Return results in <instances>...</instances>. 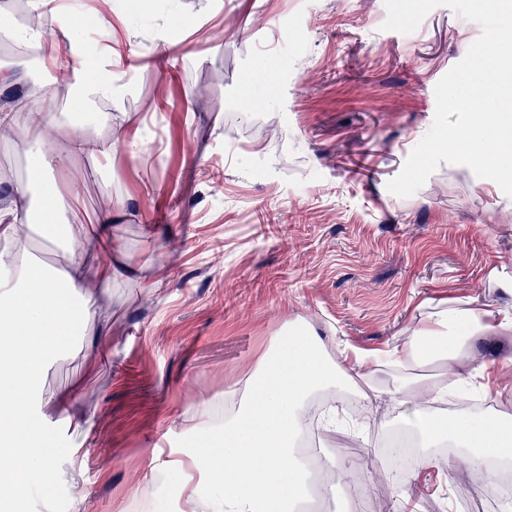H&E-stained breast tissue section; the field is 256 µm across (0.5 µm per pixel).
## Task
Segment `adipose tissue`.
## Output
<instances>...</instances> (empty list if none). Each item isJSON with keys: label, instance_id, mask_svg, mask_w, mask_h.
<instances>
[{"label": "adipose tissue", "instance_id": "adipose-tissue-1", "mask_svg": "<svg viewBox=\"0 0 512 512\" xmlns=\"http://www.w3.org/2000/svg\"><path fill=\"white\" fill-rule=\"evenodd\" d=\"M54 67L74 73L86 96L108 95L111 71L79 55L53 58ZM28 61L18 57L11 70L0 72V138L29 137L31 172L27 181L10 186L8 203L0 208V462L6 478L0 483V512H25L30 491L49 488L58 478L56 460L43 425L31 411L34 387L46 356L69 346L77 327L88 319L120 274L105 262L88 288L78 257L88 243L112 251L108 230L111 212H104L90 241L76 240L71 217L77 190L61 194L48 189L55 179L54 160L110 156L112 145L89 138L79 122L60 123L56 97L43 88L22 92ZM41 227L46 246L64 252L69 269L55 273L34 266L16 270L15 252L26 227ZM447 335L418 329L402 337L391 355L403 366L437 363L441 373L429 382L419 376L380 384L371 380L380 362L373 352L351 344L337 347L335 360L322 354L313 334L274 337L273 346L241 381L238 412L215 428L207 412H197L189 428L190 449L175 460L181 474L177 494L181 512H296L308 497V477L295 456L306 427L307 399L315 391L356 388L366 403L377 400L410 405V426L418 440L414 471L438 485L448 482L449 462L440 449L452 446L479 487L497 480L499 469L512 464V422L487 414L473 417L467 410L450 416L432 407L448 390L467 401L472 390L494 392L512 401V376L501 375L497 389L483 381L490 362L473 364L470 341L512 335V315L485 305L480 311L451 310ZM216 496H207V489Z\"/></svg>", "mask_w": 512, "mask_h": 512}]
</instances>
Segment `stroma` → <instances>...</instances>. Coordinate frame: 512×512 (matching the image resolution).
I'll use <instances>...</instances> for the list:
<instances>
[{
    "label": "stroma",
    "instance_id": "1",
    "mask_svg": "<svg viewBox=\"0 0 512 512\" xmlns=\"http://www.w3.org/2000/svg\"><path fill=\"white\" fill-rule=\"evenodd\" d=\"M164 2L112 0L131 65L110 105L84 104L73 83L57 100L61 121L107 108L130 125L110 159L76 161L82 218L123 209L112 234L128 271L84 332L96 369L65 355L44 366L32 411L59 477L26 512H144L148 500L179 512L180 476L153 448L183 450L196 408L236 411L237 382L288 324L330 350H382L439 330L449 308L512 315V198L460 164L412 197L387 189L480 25L438 7L412 33L385 31L384 0ZM97 9L49 13L47 31L103 66ZM242 100L257 111H236ZM58 390L86 410L83 431L46 405ZM403 414L379 403L358 439L344 421L321 424L324 458H384L380 435ZM451 478L416 512H501L465 466Z\"/></svg>",
    "mask_w": 512,
    "mask_h": 512
}]
</instances>
